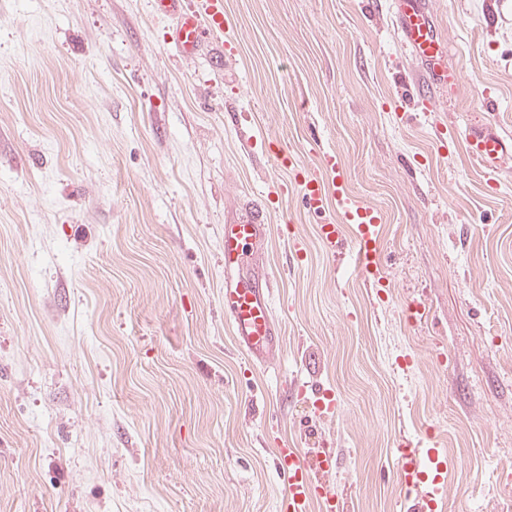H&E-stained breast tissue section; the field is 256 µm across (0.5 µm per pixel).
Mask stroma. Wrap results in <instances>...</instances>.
Segmentation results:
<instances>
[{"instance_id":"stroma-1","label":"stroma","mask_w":512,"mask_h":512,"mask_svg":"<svg viewBox=\"0 0 512 512\" xmlns=\"http://www.w3.org/2000/svg\"><path fill=\"white\" fill-rule=\"evenodd\" d=\"M224 0L180 57L152 0H0V512H280L281 443L328 448L348 512H413L397 450L439 449L437 512H512V0H431L447 107L391 0ZM339 154L388 289L328 251L287 168ZM271 198L277 349L224 322V216ZM305 257L293 259L294 244ZM330 390L323 417L312 388ZM465 146L470 158L488 173H497L512 160V138L490 132L479 120L465 134Z\"/></svg>"}]
</instances>
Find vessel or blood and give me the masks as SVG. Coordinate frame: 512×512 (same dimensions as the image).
Listing matches in <instances>:
<instances>
[{"instance_id": "vessel-or-blood-1", "label": "vessel or blood", "mask_w": 512, "mask_h": 512, "mask_svg": "<svg viewBox=\"0 0 512 512\" xmlns=\"http://www.w3.org/2000/svg\"><path fill=\"white\" fill-rule=\"evenodd\" d=\"M153 4L160 16L172 19L170 37L183 56L196 55L206 40L224 29V0H194L190 6L184 0H153ZM392 6L404 45L426 66L436 84L447 85L448 70L440 64L444 46L427 0H393ZM465 146L470 158L490 173L512 161V138L490 132L480 121L466 133ZM322 171V177L303 179L305 203L315 213L337 206L341 220L320 225L319 236L332 249L339 241L340 224L356 225L354 250L358 265L365 277H375L379 270L380 214L376 208L352 202L336 153L324 155ZM269 227L268 211L258 203L224 222V320L238 348L259 360L275 350L279 334L271 308V278L253 274L250 269L252 256L268 242ZM423 457L434 465L439 462L437 449L401 448L397 474L406 490L416 492L420 512H435L442 490H424L423 472L418 465ZM276 461L287 482L285 512H309L314 503L320 512H346V501L325 480L326 473L335 466L329 451L318 449L310 455L284 445L277 448Z\"/></svg>"}]
</instances>
